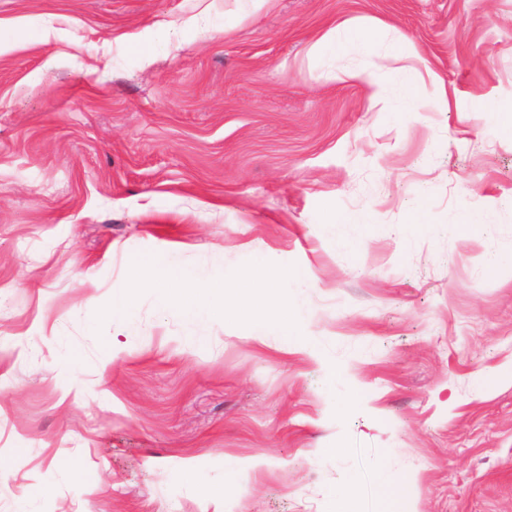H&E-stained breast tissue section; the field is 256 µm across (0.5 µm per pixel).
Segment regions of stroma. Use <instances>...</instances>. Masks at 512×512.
<instances>
[{"mask_svg":"<svg viewBox=\"0 0 512 512\" xmlns=\"http://www.w3.org/2000/svg\"><path fill=\"white\" fill-rule=\"evenodd\" d=\"M365 24L431 73L311 55ZM510 100L512 0H0V512H512ZM165 251L309 270L312 355L96 326ZM391 47L393 53L387 54L385 58H391L395 61H407L411 64V68L421 67L427 73H431L427 60L413 48L404 35L394 38L391 42Z\"/></svg>","mask_w":512,"mask_h":512,"instance_id":"stroma-1","label":"stroma"}]
</instances>
